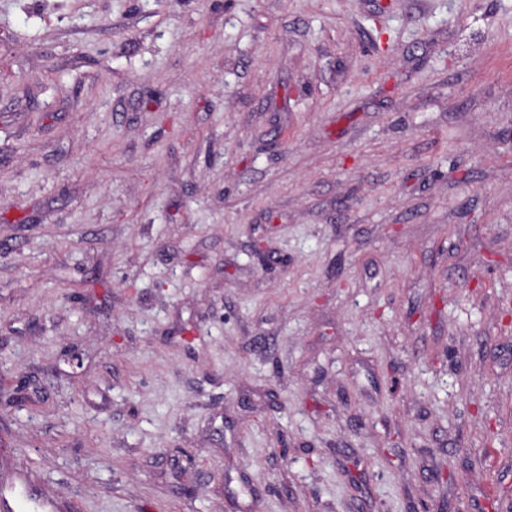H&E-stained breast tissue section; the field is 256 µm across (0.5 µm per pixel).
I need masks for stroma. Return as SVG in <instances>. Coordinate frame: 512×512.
<instances>
[{
  "mask_svg": "<svg viewBox=\"0 0 512 512\" xmlns=\"http://www.w3.org/2000/svg\"><path fill=\"white\" fill-rule=\"evenodd\" d=\"M1 458L512 512V0H0Z\"/></svg>",
  "mask_w": 512,
  "mask_h": 512,
  "instance_id": "stroma-1",
  "label": "stroma"
}]
</instances>
